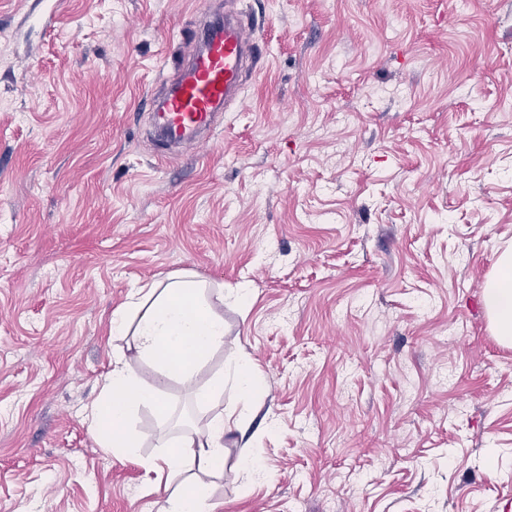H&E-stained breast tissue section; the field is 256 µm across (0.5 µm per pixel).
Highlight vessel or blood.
<instances>
[{"label": "vessel or blood", "mask_w": 512, "mask_h": 512, "mask_svg": "<svg viewBox=\"0 0 512 512\" xmlns=\"http://www.w3.org/2000/svg\"><path fill=\"white\" fill-rule=\"evenodd\" d=\"M191 57L174 72L162 99H147L151 121L166 150L201 143L240 101L243 79L256 71L260 39L231 7L210 6L190 35Z\"/></svg>", "instance_id": "obj_1"}]
</instances>
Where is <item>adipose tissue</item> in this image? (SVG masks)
Returning <instances> with one entry per match:
<instances>
[{
  "label": "adipose tissue",
  "mask_w": 512,
  "mask_h": 512,
  "mask_svg": "<svg viewBox=\"0 0 512 512\" xmlns=\"http://www.w3.org/2000/svg\"><path fill=\"white\" fill-rule=\"evenodd\" d=\"M485 303L495 336L512 343V250L500 253L485 288ZM111 331L131 336L134 354L118 358L108 372L101 396L90 408V421L101 447L113 455L129 456L139 446L137 433L127 428L133 407L149 404L166 417L164 389L168 380L191 382L196 366L224 342V316L215 308L202 281L176 273L166 281L137 288L125 308L113 313ZM151 361L158 376L139 384L136 367ZM167 496L158 512H213L198 484L182 481L181 472L194 466L203 471L224 469V421L205 429L185 431L177 449L162 459Z\"/></svg>",
  "instance_id": "adipose-tissue-1"
}]
</instances>
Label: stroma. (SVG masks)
<instances>
[{"instance_id": "35a3bbf8", "label": "stroma", "mask_w": 512, "mask_h": 512, "mask_svg": "<svg viewBox=\"0 0 512 512\" xmlns=\"http://www.w3.org/2000/svg\"><path fill=\"white\" fill-rule=\"evenodd\" d=\"M201 7L0 0V512H156L145 460L217 415L215 512H512V345L484 302L512 246V0H237L258 73L165 161L145 100ZM175 272L248 302L116 457L86 418L130 346L112 313Z\"/></svg>"}]
</instances>
